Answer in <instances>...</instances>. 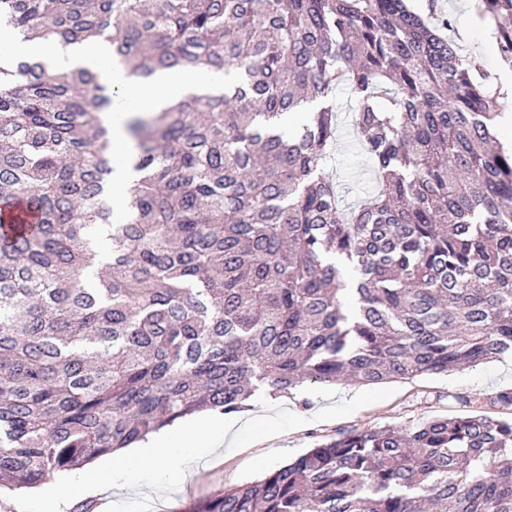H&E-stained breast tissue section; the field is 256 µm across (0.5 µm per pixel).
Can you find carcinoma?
I'll use <instances>...</instances> for the list:
<instances>
[{
    "label": "carcinoma",
    "mask_w": 512,
    "mask_h": 512,
    "mask_svg": "<svg viewBox=\"0 0 512 512\" xmlns=\"http://www.w3.org/2000/svg\"><path fill=\"white\" fill-rule=\"evenodd\" d=\"M512 66V0H479ZM24 38L112 46L142 81L224 74L127 125L112 221L87 68L0 50V488L31 489L205 409L512 354V153L482 62L406 0H0ZM346 91L376 192L324 162ZM305 115L294 132L285 117ZM204 512H512V420L343 432Z\"/></svg>",
    "instance_id": "obj_1"
}]
</instances>
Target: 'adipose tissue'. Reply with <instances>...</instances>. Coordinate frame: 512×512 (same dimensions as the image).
Instances as JSON below:
<instances>
[{"label": "adipose tissue", "mask_w": 512, "mask_h": 512, "mask_svg": "<svg viewBox=\"0 0 512 512\" xmlns=\"http://www.w3.org/2000/svg\"><path fill=\"white\" fill-rule=\"evenodd\" d=\"M5 41L18 43L22 52L42 56L55 66L90 69L98 74L103 83L121 89L128 101L148 111H156L169 104L171 98L168 90L172 87L182 96L213 94L224 89L223 74L209 71L162 74L148 82L130 78L113 61L109 45L98 39L70 45L42 40L21 43L14 33L0 31V42ZM101 120L109 131L115 160L112 185L117 192L110 198L111 206L115 207L121 200L119 188L127 186L135 177L132 170L135 150L124 124L111 111H104ZM231 430V423L219 417L204 435L191 422L180 424L171 435L163 432L150 434L137 446L118 450L115 457L102 461L81 475L73 491L81 495L96 493L103 484L116 483L120 473L155 459L162 461L170 476H181L192 462L197 449L220 447Z\"/></svg>", "instance_id": "ef3b65f1"}]
</instances>
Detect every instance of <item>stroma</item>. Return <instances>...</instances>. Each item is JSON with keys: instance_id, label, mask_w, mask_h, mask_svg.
I'll use <instances>...</instances> for the list:
<instances>
[{"instance_id": "35a3bbf8", "label": "stroma", "mask_w": 512, "mask_h": 512, "mask_svg": "<svg viewBox=\"0 0 512 512\" xmlns=\"http://www.w3.org/2000/svg\"><path fill=\"white\" fill-rule=\"evenodd\" d=\"M408 3L420 13L448 18L450 34L464 52L483 56L493 76L505 73L506 64L485 40L488 27L477 15V0ZM336 103L341 127L326 170L341 184L345 204L351 207L369 188L372 175L355 144L346 95L338 94ZM505 389H512L511 354L445 375L373 386L305 384L277 399L256 398L237 413L236 432L222 446L199 452L183 476L173 479L159 467L145 468L131 478L129 487H110L98 495L93 512H200L225 488L257 480L316 442L342 432L415 427L439 417L505 416L506 408L493 401Z\"/></svg>"}]
</instances>
